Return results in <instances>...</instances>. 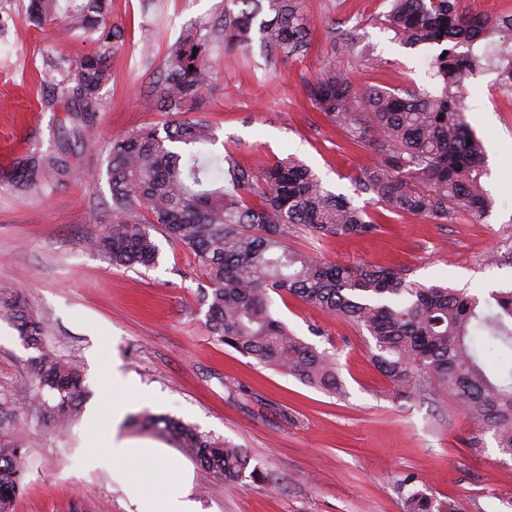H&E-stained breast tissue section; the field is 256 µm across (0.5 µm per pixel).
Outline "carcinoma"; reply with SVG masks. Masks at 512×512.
I'll list each match as a JSON object with an SVG mask.
<instances>
[{
	"label": "carcinoma",
	"mask_w": 512,
	"mask_h": 512,
	"mask_svg": "<svg viewBox=\"0 0 512 512\" xmlns=\"http://www.w3.org/2000/svg\"><path fill=\"white\" fill-rule=\"evenodd\" d=\"M309 0H226L216 31L224 50H243L259 25L265 46L289 56L306 45ZM26 20L64 23L97 49L75 65L72 86L51 88L44 105L64 103L73 132L93 130L99 92L109 80L107 59L118 29L108 23L106 0H30ZM388 28L410 45L441 47L432 62L444 84L440 96L405 89H361L350 73L329 63L308 88L316 108L376 161L356 176L359 189L394 211L451 220L459 211L480 223L493 201L483 144L467 121L465 80L482 62H494L512 87V43L488 38L512 19L472 13L461 0H392ZM485 42L481 54L474 46ZM211 40L194 30L172 45L157 88L161 111L173 119L164 130L136 127L107 142L112 227L90 242L112 265H156L160 231L194 255L206 284L200 298L216 340L241 355L328 392L338 390L335 358L288 330L272 312L273 297L294 296L344 319L372 338L378 368L399 394L431 387L448 391L467 418L490 432L512 457V364L489 371L485 350L512 352V290L480 306L464 291L409 281L400 268L342 266L288 249V235L305 228L321 235L355 237L376 229L369 214L326 190L293 157L273 163L257 180L231 155L209 153L214 130L181 115L199 108L211 81ZM368 112H354L358 102ZM77 174L64 146L34 152L0 184L30 192L70 181ZM11 312L38 381L33 397L56 428L65 427L87 398L80 369L44 346L45 326L19 294L0 298ZM18 400H0V512H11L23 490L27 448L18 431ZM129 424L172 441L207 476L262 480L248 453L166 415L139 414ZM403 512H457L451 500L421 489L408 491Z\"/></svg>",
	"instance_id": "cac0c4a2"
}]
</instances>
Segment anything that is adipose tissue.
Returning a JSON list of instances; mask_svg holds the SVG:
<instances>
[{
    "label": "adipose tissue",
    "mask_w": 512,
    "mask_h": 512,
    "mask_svg": "<svg viewBox=\"0 0 512 512\" xmlns=\"http://www.w3.org/2000/svg\"><path fill=\"white\" fill-rule=\"evenodd\" d=\"M125 398L124 389H116L113 406L98 408L93 418L95 421L109 424V431L93 436L94 446L89 450L90 464H98L101 456H108L113 465L136 466L149 471L150 477L145 481L130 484L129 494L139 502V512H194L193 504L188 500L187 485L189 475L177 467H158L155 459L142 448L131 442L116 439L112 427L123 415L121 404Z\"/></svg>",
    "instance_id": "adipose-tissue-1"
}]
</instances>
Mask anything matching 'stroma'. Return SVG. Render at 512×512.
<instances>
[{
    "label": "stroma",
    "instance_id": "stroma-1",
    "mask_svg": "<svg viewBox=\"0 0 512 512\" xmlns=\"http://www.w3.org/2000/svg\"><path fill=\"white\" fill-rule=\"evenodd\" d=\"M306 47L285 58L260 40L228 53L213 44V79L195 118L218 138L212 153L232 154L262 176L288 156L308 165L323 186L367 208L376 230L362 237H318L300 230L289 249L338 264L401 267L424 285L467 289L480 303L512 289V89L483 65L466 80L467 120L483 141L494 201L483 222L466 215L430 221L392 212L359 191L355 177L375 160L368 146L318 112L307 94L326 63L350 71L360 88L441 94L431 61L437 47H410L388 29L390 0H312ZM225 0H109L122 34L109 56L92 132L72 140L79 170L42 192L0 188V291L20 293L46 326L45 343L78 365L90 391L69 435H60L39 404L26 405L22 430L29 455L13 512H138L126 491L140 470L89 468L83 448L97 427L92 407L112 394V376L131 387L127 415L167 414L244 448L264 482L204 477L196 462L165 438L121 423L133 442L165 448L163 463L193 473L198 512H403V496L427 488L456 500L460 512H512V457L492 434L473 449L476 425L448 393L434 387L399 396L373 358L367 331L298 298L275 313L300 338L335 354L342 384L333 394L258 364L215 341L199 300L202 273L193 257L163 234L151 269L112 266L88 246L111 223L106 142L138 126L165 127L170 116L156 88L170 46L191 29L209 34ZM29 0H0V168L55 146L63 107L46 108V81L66 83L94 50L80 32L26 22ZM355 36L354 51L343 49ZM26 346L0 311V399L32 394Z\"/></svg>",
    "mask_w": 512,
    "mask_h": 512
}]
</instances>
